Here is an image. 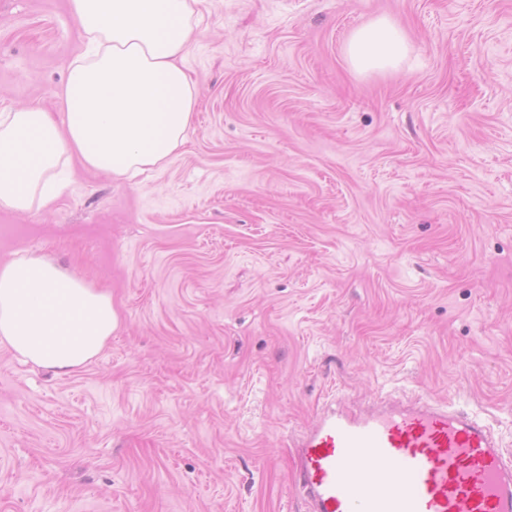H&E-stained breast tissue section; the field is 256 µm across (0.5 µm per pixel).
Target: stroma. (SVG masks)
<instances>
[{
	"label": "stroma",
	"instance_id": "1",
	"mask_svg": "<svg viewBox=\"0 0 512 512\" xmlns=\"http://www.w3.org/2000/svg\"><path fill=\"white\" fill-rule=\"evenodd\" d=\"M388 18L400 68L344 45ZM68 0H0V113L58 112ZM187 141L0 210L121 322L56 375L0 347V512H307L324 404L479 413L512 450V0H203ZM408 51L405 33L387 19H378L357 28L345 45L351 69L360 74L393 70Z\"/></svg>",
	"mask_w": 512,
	"mask_h": 512
}]
</instances>
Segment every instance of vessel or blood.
I'll list each match as a JSON object with an SVG mask.
<instances>
[{
	"instance_id": "1",
	"label": "vessel or blood",
	"mask_w": 512,
	"mask_h": 512,
	"mask_svg": "<svg viewBox=\"0 0 512 512\" xmlns=\"http://www.w3.org/2000/svg\"><path fill=\"white\" fill-rule=\"evenodd\" d=\"M294 452L310 512H512V455L445 407L331 410Z\"/></svg>"
}]
</instances>
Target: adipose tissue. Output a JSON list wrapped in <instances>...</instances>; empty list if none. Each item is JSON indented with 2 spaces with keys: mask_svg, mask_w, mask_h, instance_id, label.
<instances>
[{
  "mask_svg": "<svg viewBox=\"0 0 512 512\" xmlns=\"http://www.w3.org/2000/svg\"><path fill=\"white\" fill-rule=\"evenodd\" d=\"M201 0H69L83 40L59 113H0V209L46 208L76 169L132 179L184 144L197 98L183 62L197 40ZM409 51L385 19L354 30L345 55L360 74L395 69ZM111 293L53 259L18 251L0 263V345L68 374L118 330Z\"/></svg>",
  "mask_w": 512,
  "mask_h": 512,
  "instance_id": "obj_1",
  "label": "adipose tissue"
}]
</instances>
